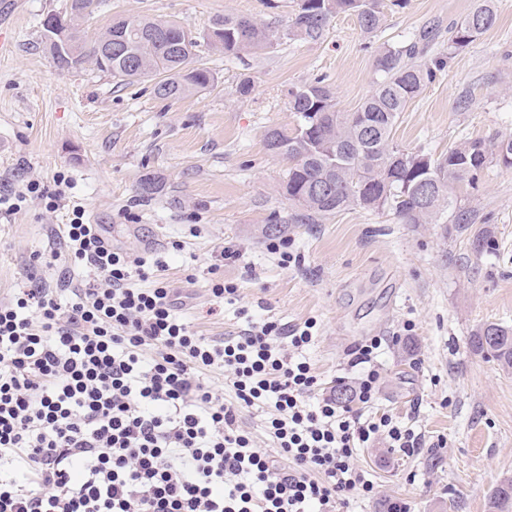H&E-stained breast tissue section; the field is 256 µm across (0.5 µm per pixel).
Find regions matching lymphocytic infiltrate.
<instances>
[{
  "label": "lymphocytic infiltrate",
  "mask_w": 512,
  "mask_h": 512,
  "mask_svg": "<svg viewBox=\"0 0 512 512\" xmlns=\"http://www.w3.org/2000/svg\"><path fill=\"white\" fill-rule=\"evenodd\" d=\"M62 240L92 273L74 302L38 285L0 304V512H336L375 493L357 449L422 447L412 426L372 410L381 338L352 352L353 408L317 393L304 355L316 319L251 320L211 340L177 316L163 262L113 249L83 207ZM215 367L232 400L204 380ZM254 408L278 455L240 428ZM16 463L28 480L12 476Z\"/></svg>",
  "instance_id": "1"
}]
</instances>
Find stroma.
Segmentation results:
<instances>
[{"label":"stroma","mask_w":512,"mask_h":512,"mask_svg":"<svg viewBox=\"0 0 512 512\" xmlns=\"http://www.w3.org/2000/svg\"><path fill=\"white\" fill-rule=\"evenodd\" d=\"M299 0H97L81 29L99 36L118 17L149 16L188 26L193 63L211 70L209 90L177 101L154 96L150 81H120L93 67L64 71L42 42L41 22L70 0H0V194L28 180L70 185L55 209L30 199L0 214V303L24 281L55 285L88 270L61 260L34 262L57 245L73 206L86 209L113 248L153 253L185 299L193 330L212 340L236 336L250 319L296 325L317 318L305 352L322 389L350 375L355 346L384 337V384L376 405L408 421L425 446L407 457L384 444L359 449L357 465L376 487L351 499L350 512H386L388 500L413 512H489L498 485L512 480V367L474 353L472 332L512 326V170L489 164L455 224H402L389 211L350 207L314 222L299 220L284 181L290 162L267 149L273 128H292L289 88L324 78L336 107L351 112L375 85L373 48L399 44L426 27L439 46L474 0H408L387 9L383 27L361 32L354 17L331 19L322 39H288L283 28ZM498 20L401 113L393 128L404 148L437 157L471 139H512V0H496ZM248 16L275 33L271 47L224 57L206 39L214 16ZM253 91L236 92L241 79ZM469 98L461 109V98ZM162 183L140 197L143 175ZM278 222L299 257L281 267L266 250ZM185 247L175 252L170 239ZM239 261L224 259V248ZM239 294L212 300L211 268ZM411 333H403L404 322ZM446 447H439V440Z\"/></svg>","instance_id":"stroma-1"}]
</instances>
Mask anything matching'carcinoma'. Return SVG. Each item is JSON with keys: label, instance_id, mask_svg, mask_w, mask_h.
<instances>
[{"label": "carcinoma", "instance_id": "obj_1", "mask_svg": "<svg viewBox=\"0 0 512 512\" xmlns=\"http://www.w3.org/2000/svg\"><path fill=\"white\" fill-rule=\"evenodd\" d=\"M93 2L71 0L57 43L46 36L57 15L43 20L45 47L57 67L70 70L89 65L123 80L150 77L154 95L163 100L181 99L214 85L209 69L191 65L196 40L182 23L120 18L94 41L86 42L80 21L91 13ZM340 14L355 17L366 34L381 29L385 20L381 0H300L286 35L319 40L331 18ZM497 18L496 0H475L469 14L448 29V51L432 58L427 53L434 35L428 30L408 43L379 47L375 54L379 79L353 112L336 110L333 93L322 78L288 91V108L297 124L289 131H268L266 143L269 150L290 160L285 192L289 201L305 211L306 219L354 206L388 209L403 224H439L445 218L451 224L468 223L470 213L458 206L457 190L477 186L492 162L512 169V139L463 141L433 158L402 148L392 131L400 113L444 70L446 58L474 43L495 26ZM109 36L126 41V54L106 52L102 40ZM272 37V30L256 20L231 15L213 18L207 33L209 44L226 57L264 50ZM427 174L433 190L425 203L411 188ZM159 190L160 180L152 174L139 182L144 198ZM470 346L512 366V327L486 323L471 334ZM489 512H512L511 481L493 491Z\"/></svg>", "mask_w": 512, "mask_h": 512}]
</instances>
